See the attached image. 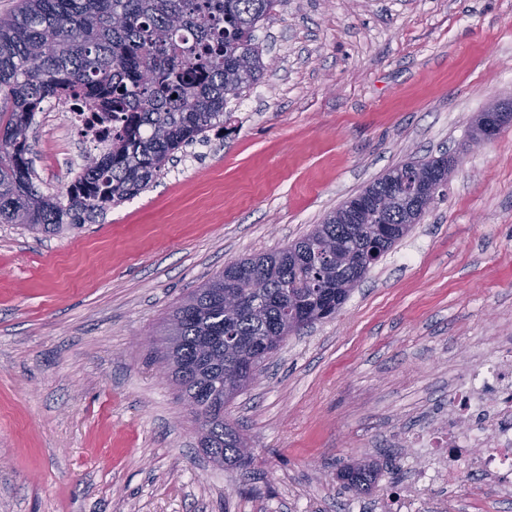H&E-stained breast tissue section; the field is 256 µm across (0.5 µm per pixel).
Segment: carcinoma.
I'll list each match as a JSON object with an SVG mask.
<instances>
[{
    "mask_svg": "<svg viewBox=\"0 0 512 512\" xmlns=\"http://www.w3.org/2000/svg\"><path fill=\"white\" fill-rule=\"evenodd\" d=\"M281 0H21L0 14V223L32 234L75 229L140 194L174 153L222 135L226 105L263 76L257 23ZM50 99L92 112L105 151L66 192L35 183L30 129ZM407 162L375 179L377 198ZM416 212L405 199L345 223L341 209L302 238L270 254L244 258L192 291L167 319L159 361L185 404L195 407L200 444L214 461L247 467L252 453L224 407L244 389V356L260 369L253 343L288 335V322L329 306L331 317L352 288L408 231ZM240 280L226 288L224 281ZM379 475L364 462L345 470L347 485L367 490Z\"/></svg>",
    "mask_w": 512,
    "mask_h": 512,
    "instance_id": "obj_1",
    "label": "carcinoma"
}]
</instances>
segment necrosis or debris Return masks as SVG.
Listing matches in <instances>:
<instances>
[{
  "label": "necrosis or debris",
  "instance_id": "4bbe7bcc",
  "mask_svg": "<svg viewBox=\"0 0 512 512\" xmlns=\"http://www.w3.org/2000/svg\"><path fill=\"white\" fill-rule=\"evenodd\" d=\"M409 445L418 451L412 474L378 502V512H448V500L431 492L458 490L470 478L512 497V355L472 365L447 417Z\"/></svg>",
  "mask_w": 512,
  "mask_h": 512
}]
</instances>
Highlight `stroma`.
<instances>
[{
    "label": "stroma",
    "instance_id": "stroma-1",
    "mask_svg": "<svg viewBox=\"0 0 512 512\" xmlns=\"http://www.w3.org/2000/svg\"><path fill=\"white\" fill-rule=\"evenodd\" d=\"M255 35L267 70L228 135L80 228L0 224V512H374L410 474L407 434L512 349V124L468 146L512 103V0H281ZM31 144L46 193L93 154L61 106ZM444 153L456 172L419 222L228 404L252 465L213 462L145 338L227 264ZM364 458L381 474L358 495L338 473ZM426 161V160H425ZM423 162H407L402 165L396 166L388 170L381 177L375 179L365 191L371 192L374 198H378L387 188L394 184L397 179L401 177L403 181L409 186L415 178L418 177V172L415 170V166L424 163Z\"/></svg>",
    "mask_w": 512,
    "mask_h": 512
}]
</instances>
